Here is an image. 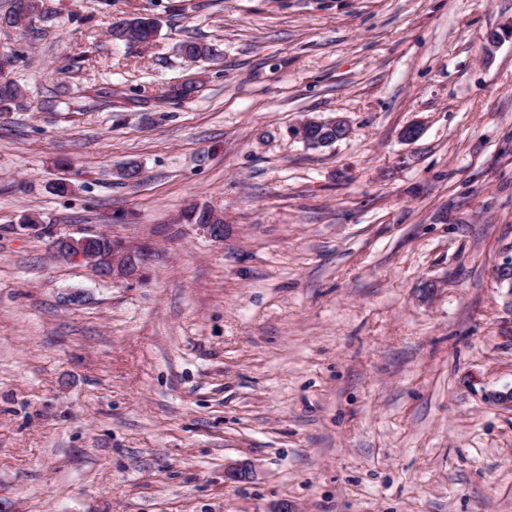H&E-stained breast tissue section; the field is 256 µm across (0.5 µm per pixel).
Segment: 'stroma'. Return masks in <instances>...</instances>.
Segmentation results:
<instances>
[{
	"label": "stroma",
	"mask_w": 512,
	"mask_h": 512,
	"mask_svg": "<svg viewBox=\"0 0 512 512\" xmlns=\"http://www.w3.org/2000/svg\"><path fill=\"white\" fill-rule=\"evenodd\" d=\"M41 5L0 26V512H512V0ZM95 232L140 274L57 254ZM116 25V26H114ZM159 31L157 20L150 16H139L112 25V39L120 42L137 43L145 42L153 38V42ZM327 126L333 129L336 126V131L326 132L325 135L329 137H336L333 140H322L320 135L317 134L320 128ZM292 135L303 142L310 148H321L331 146L332 144L345 139L349 136L350 126L348 121L343 117H334L327 120H312L301 121L291 130ZM208 208L204 207L199 209L198 207H192L186 213V217L191 224H197L200 230L209 236L210 238L221 241L224 238L225 226H224V215L216 210L211 211L210 222L204 224L205 216ZM98 234L63 237L56 245L57 253L66 259L74 258L86 262L105 280L129 277L139 271L145 255L142 247L113 238L110 255L99 256L91 247Z\"/></svg>",
	"instance_id": "stroma-1"
}]
</instances>
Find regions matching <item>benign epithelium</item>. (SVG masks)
Listing matches in <instances>:
<instances>
[{
  "label": "benign epithelium",
  "mask_w": 512,
  "mask_h": 512,
  "mask_svg": "<svg viewBox=\"0 0 512 512\" xmlns=\"http://www.w3.org/2000/svg\"><path fill=\"white\" fill-rule=\"evenodd\" d=\"M324 126L336 129V137L323 140L318 130ZM292 135L310 148L330 146L349 136L350 126L343 117L327 120L301 121L291 130ZM200 230L210 238L221 241L224 238V215L216 210L211 211L210 222L199 225ZM97 234L91 233L80 237H63L58 240V254L66 259H79L96 269L98 275L105 280L125 278L136 274L144 260V249L122 239H112L111 253L100 256L92 248Z\"/></svg>",
  "instance_id": "obj_1"
}]
</instances>
